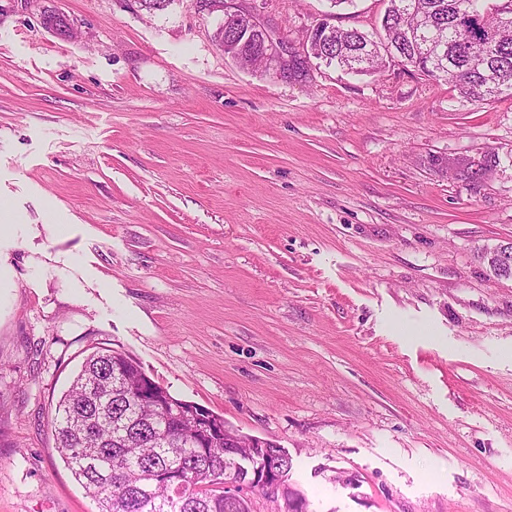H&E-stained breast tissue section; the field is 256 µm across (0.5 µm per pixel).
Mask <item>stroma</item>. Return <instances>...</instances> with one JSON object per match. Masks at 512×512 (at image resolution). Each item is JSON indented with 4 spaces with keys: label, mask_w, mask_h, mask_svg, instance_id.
<instances>
[{
    "label": "stroma",
    "mask_w": 512,
    "mask_h": 512,
    "mask_svg": "<svg viewBox=\"0 0 512 512\" xmlns=\"http://www.w3.org/2000/svg\"><path fill=\"white\" fill-rule=\"evenodd\" d=\"M235 3L293 46L386 7ZM222 23L0 0V512H98L51 420L103 348L274 440L308 512H512V278L479 259L512 240V94L391 63L279 78Z\"/></svg>",
    "instance_id": "obj_1"
}]
</instances>
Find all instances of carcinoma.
I'll return each mask as SVG.
<instances>
[{
    "label": "carcinoma",
    "mask_w": 512,
    "mask_h": 512,
    "mask_svg": "<svg viewBox=\"0 0 512 512\" xmlns=\"http://www.w3.org/2000/svg\"><path fill=\"white\" fill-rule=\"evenodd\" d=\"M460 0H389L381 19V45L391 46L405 66L421 68L423 51L443 56L447 77L460 97L485 102L512 89V33L490 48L481 44L460 17ZM423 9L430 27L441 31L438 43L420 49L401 39L412 22L410 10ZM366 35L338 28L321 51L330 62L367 51ZM149 385L154 399L137 391ZM196 404L183 401L148 376L130 355L104 349L89 355L56 406L53 421L58 452L74 479L95 499L99 512H251L248 493L224 491V477L245 480L237 457L262 462L276 457L281 477L292 459L274 441L255 438L248 448H226L236 430L212 415L215 431L202 433L188 418H178ZM165 472L184 477L181 484L160 478Z\"/></svg>",
    "instance_id": "carcinoma-1"
}]
</instances>
